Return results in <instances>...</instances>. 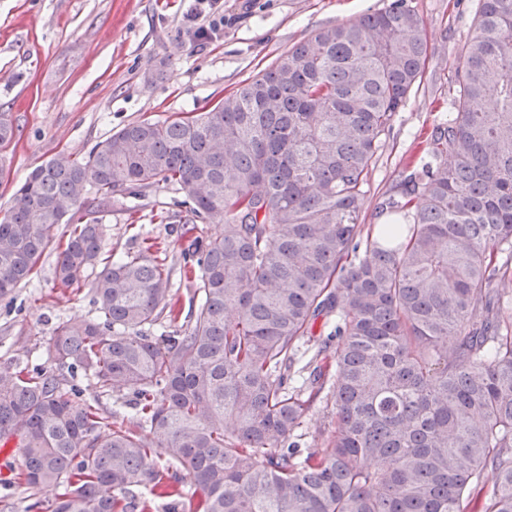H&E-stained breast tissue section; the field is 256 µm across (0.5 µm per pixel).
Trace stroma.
Masks as SVG:
<instances>
[{
  "mask_svg": "<svg viewBox=\"0 0 512 512\" xmlns=\"http://www.w3.org/2000/svg\"><path fill=\"white\" fill-rule=\"evenodd\" d=\"M389 0H0V112L17 128L0 147L6 173L0 208L34 168L65 152L88 155L129 123L178 112L207 111L253 79L274 57L321 27L377 11ZM430 44L419 85L372 164L360 221L378 223L375 207L392 194L410 158L423 156L433 126L455 95L454 70L475 33L474 0H411ZM217 24L199 43L187 20ZM181 193L164 189L133 198L141 219L124 208L106 217L105 246L120 257L144 241L178 254L182 226L155 213L182 211ZM56 256L45 255L29 284L0 298V368L44 363L53 328L90 319L89 290L72 294L55 280Z\"/></svg>",
  "mask_w": 512,
  "mask_h": 512,
  "instance_id": "35a3bbf8",
  "label": "stroma"
}]
</instances>
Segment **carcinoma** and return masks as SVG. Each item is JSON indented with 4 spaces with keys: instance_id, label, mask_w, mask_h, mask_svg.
Segmentation results:
<instances>
[{
    "instance_id": "1",
    "label": "carcinoma",
    "mask_w": 512,
    "mask_h": 512,
    "mask_svg": "<svg viewBox=\"0 0 512 512\" xmlns=\"http://www.w3.org/2000/svg\"><path fill=\"white\" fill-rule=\"evenodd\" d=\"M429 50L393 0L206 112L130 123L25 177L0 210V297L55 251L61 287L90 286L98 309L56 325L49 365L0 369V447L52 493L29 512H471L475 496L512 512V0H478L448 119L379 203L386 222L359 223ZM14 137L0 112V144ZM169 188L183 223L221 221L181 239L184 326L167 251L104 245L102 213ZM317 399L332 420L315 450L299 429Z\"/></svg>"
}]
</instances>
